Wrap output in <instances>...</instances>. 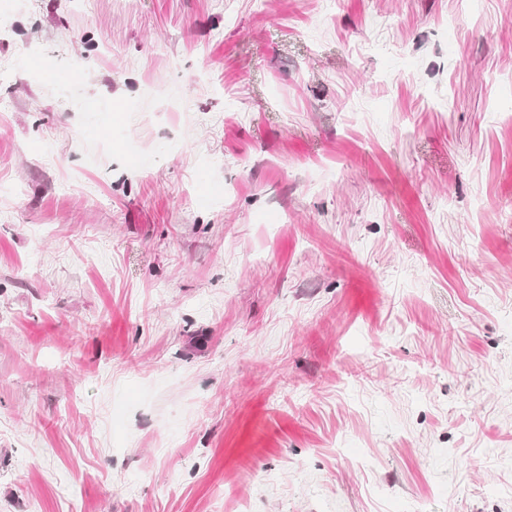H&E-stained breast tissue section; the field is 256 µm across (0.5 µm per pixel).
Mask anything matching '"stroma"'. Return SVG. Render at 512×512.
Returning a JSON list of instances; mask_svg holds the SVG:
<instances>
[{
    "mask_svg": "<svg viewBox=\"0 0 512 512\" xmlns=\"http://www.w3.org/2000/svg\"><path fill=\"white\" fill-rule=\"evenodd\" d=\"M512 0H0V512H512Z\"/></svg>",
    "mask_w": 512,
    "mask_h": 512,
    "instance_id": "35a3bbf8",
    "label": "stroma"
}]
</instances>
